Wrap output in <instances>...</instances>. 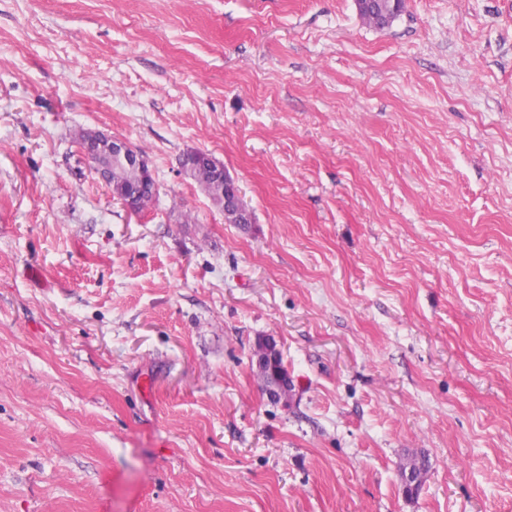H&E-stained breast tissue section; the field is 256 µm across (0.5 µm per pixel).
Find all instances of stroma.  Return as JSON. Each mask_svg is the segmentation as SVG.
Listing matches in <instances>:
<instances>
[{"label":"stroma","instance_id":"stroma-1","mask_svg":"<svg viewBox=\"0 0 512 512\" xmlns=\"http://www.w3.org/2000/svg\"><path fill=\"white\" fill-rule=\"evenodd\" d=\"M0 512H512V0H0ZM404 11V0H387L364 7L360 17L369 25L383 29L391 26ZM102 138L105 139L110 146H112V157L121 160H135L139 165L147 169V172L152 176L151 169L149 168L147 157L139 154L132 145L127 141L112 137L106 133H102ZM153 177V176H152ZM201 151H191L184 155L183 159L190 160L187 167L189 177L202 187L213 201L224 210V219L229 224H249L246 215L231 209L228 205L230 184L221 178L216 168L199 159ZM95 173L106 182L112 190V194H123L132 198V204L138 211L147 209L157 196L156 187L148 183L143 174L134 166L127 164L107 165L106 179L101 168L95 165ZM121 201L129 208L133 209L130 200Z\"/></svg>","mask_w":512,"mask_h":512}]
</instances>
